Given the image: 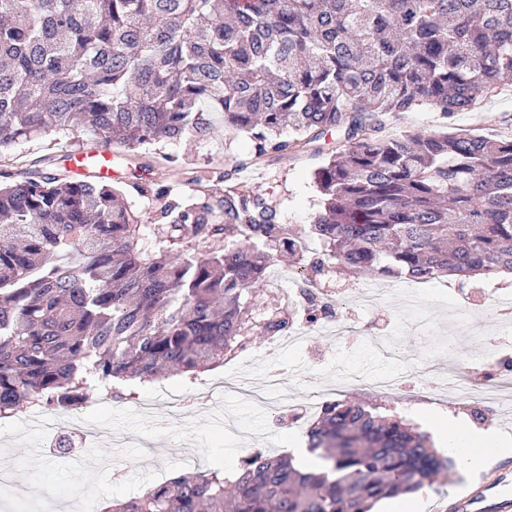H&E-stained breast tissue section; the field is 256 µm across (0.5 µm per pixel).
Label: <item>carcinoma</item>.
<instances>
[{"mask_svg": "<svg viewBox=\"0 0 512 512\" xmlns=\"http://www.w3.org/2000/svg\"><path fill=\"white\" fill-rule=\"evenodd\" d=\"M512 93V0H0V149L94 132L137 149L213 124L247 137L214 188L174 196L134 175L172 243L137 250L122 189L32 168L0 185V415L72 408L90 381L154 383L231 360L254 330L244 297L282 252L322 246L314 276L432 281L512 270V138L381 135L390 114L449 119ZM288 128L292 138H281ZM320 210L302 234L239 172L310 148ZM295 307L264 319L278 336ZM308 469L288 454L151 484L102 512H373L455 474L397 415L327 402Z\"/></svg>", "mask_w": 512, "mask_h": 512, "instance_id": "cac0c4a2", "label": "carcinoma"}]
</instances>
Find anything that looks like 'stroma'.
<instances>
[{
  "label": "stroma",
  "instance_id": "1",
  "mask_svg": "<svg viewBox=\"0 0 512 512\" xmlns=\"http://www.w3.org/2000/svg\"><path fill=\"white\" fill-rule=\"evenodd\" d=\"M445 129L495 139L511 138L512 94L490 98L480 109L456 113L448 120L427 106L393 114L384 133L394 136L405 131L430 133ZM75 141L80 143L82 151L92 155L103 148L100 138L87 131ZM75 141L67 135L51 133L2 151L0 172L21 177L41 159L58 157L61 150L70 148ZM336 145L335 136L326 135L320 140L318 150L268 158L246 170L243 179L269 193L290 227L305 230L319 209L312 173L323 163L324 151ZM246 147L245 137L226 136L220 127L204 142L187 138L162 144L160 152L174 153L180 158L177 166L164 169L163 177L172 194L193 193L197 175H218L228 156ZM112 179L125 186L128 203L143 217L142 247L151 249L166 243L168 227L149 219L152 202L132 189L130 166L113 168ZM297 272L287 255L270 267L266 281L251 295L254 321L263 320L273 306L287 301ZM385 284L388 291L377 305L349 306L345 312L349 320L393 336V349L382 350L365 334L351 339L304 334L283 345L278 357L270 363L261 358L266 337L253 336L250 347L259 358L248 367L250 375L258 383L268 368L281 370L288 379V395L292 400L288 411H280L275 400L266 408H254L250 397L230 391L214 393L207 403L175 416L168 415L162 406L150 413L139 410V401L157 395L161 389L192 394L205 383L233 376L243 366L235 359L199 374L191 382L174 377L160 384L130 383L120 399H107L95 393L81 411L72 434L77 437L86 431L96 433L101 441L97 455L112 458L116 467L89 473L72 457L55 456L51 438L32 427L29 421L0 418V464L19 473L13 488L0 490V512H70L72 491L88 480L96 484L99 501L124 500L133 489L132 478L145 471L159 472L165 479L197 470L221 468L230 472L251 448H262L273 454L294 450L300 459H308L305 446L310 415L304 410L307 386L312 381L334 386L337 377L347 372L359 373L363 382L352 386L345 394L346 399L373 403L398 413L429 433L439 449L446 445L439 431L447 427L449 419L493 430L502 442L501 449L494 452L496 460L512 468V384L500 387L490 403L476 398L459 400L451 395L432 403L409 402L380 397L371 385L381 375L412 368L425 359L449 367L451 374L460 378H492L502 373L503 352L497 341L503 336L512 337V319L496 317L483 297L488 287L512 293V281L492 275L477 282L463 283L455 276L426 282L418 290L423 306L413 313L405 304L409 280L389 278ZM411 313L424 325V333H417L407 324L406 317ZM115 436L127 439V446H111ZM30 482L50 487V498L37 503L30 501L24 492ZM452 484L435 481L416 492L414 498L379 504L376 512H396L397 508L408 506L413 512H446Z\"/></svg>",
  "mask_w": 512,
  "mask_h": 512
}]
</instances>
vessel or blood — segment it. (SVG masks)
<instances>
[{
    "label": "vessel or blood",
    "instance_id": "vessel-or-blood-1",
    "mask_svg": "<svg viewBox=\"0 0 512 512\" xmlns=\"http://www.w3.org/2000/svg\"><path fill=\"white\" fill-rule=\"evenodd\" d=\"M450 512H512V469L495 467L480 481L457 486Z\"/></svg>",
    "mask_w": 512,
    "mask_h": 512
}]
</instances>
